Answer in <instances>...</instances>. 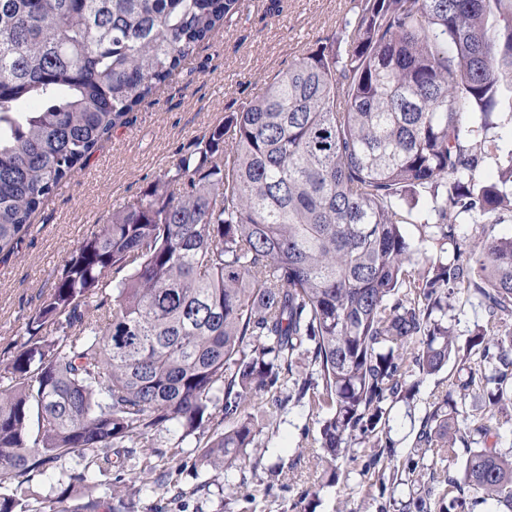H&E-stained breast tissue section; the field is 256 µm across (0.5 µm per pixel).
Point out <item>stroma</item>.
Here are the masks:
<instances>
[{
  "label": "stroma",
  "mask_w": 512,
  "mask_h": 512,
  "mask_svg": "<svg viewBox=\"0 0 512 512\" xmlns=\"http://www.w3.org/2000/svg\"><path fill=\"white\" fill-rule=\"evenodd\" d=\"M352 5L353 0H245L242 11L197 47L157 96L130 112L127 124L100 144L83 171L44 201L21 253L0 262V355L25 342L29 316L92 225L107 223L113 207L139 197L178 152L248 103L301 54L338 36ZM455 375L451 363L421 377L414 398L393 407L389 436L397 457L383 468H368L371 451L362 447L350 449L335 468L318 462L311 435L319 413L305 402L277 409L266 397L251 407L256 415L274 416L256 438L257 469L224 467L222 490L205 492L197 485L212 470L196 464L205 436L161 431L159 444H178L183 452L157 460L154 470L126 474L129 512H403L421 493L439 499L446 484L409 472L405 463L429 403ZM277 464L289 466L290 473L276 482L269 469Z\"/></svg>",
  "instance_id": "stroma-1"
}]
</instances>
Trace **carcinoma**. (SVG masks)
Here are the masks:
<instances>
[{
	"label": "carcinoma",
	"mask_w": 512,
	"mask_h": 512,
	"mask_svg": "<svg viewBox=\"0 0 512 512\" xmlns=\"http://www.w3.org/2000/svg\"><path fill=\"white\" fill-rule=\"evenodd\" d=\"M243 2L0 0V257ZM341 43L275 75L71 253L0 361V489L93 456L56 496L0 492V512H126L125 463L179 455L154 441L171 426L208 432L200 461L245 466L261 432L246 407L266 394L326 412L318 460L369 447L391 462L379 433L406 377L450 360L408 466L433 475L463 451L438 512H512V455L474 446L498 433L466 408L476 390L490 417L512 404V236L472 248L451 223L512 214V148L497 181L475 178L503 151L483 138L492 114L512 120V0H356ZM418 188L434 214L415 242ZM422 249L436 256L417 268ZM457 290L486 318L463 350ZM409 201L410 204L413 206V224H406L404 227L408 237L417 241L421 235L422 228L419 222H415H417V218L420 216L421 213H424L428 208H430L433 205L432 192H430V190L428 189L420 190L419 192H417L416 195H414L413 198H409Z\"/></svg>",
	"instance_id": "cac0c4a2"
}]
</instances>
